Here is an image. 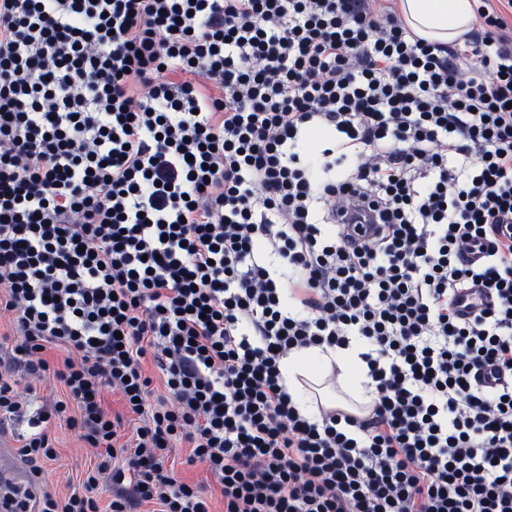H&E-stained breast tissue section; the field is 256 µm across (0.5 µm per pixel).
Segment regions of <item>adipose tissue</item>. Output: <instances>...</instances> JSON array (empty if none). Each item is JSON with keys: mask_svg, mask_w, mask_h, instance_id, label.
<instances>
[{"mask_svg": "<svg viewBox=\"0 0 512 512\" xmlns=\"http://www.w3.org/2000/svg\"><path fill=\"white\" fill-rule=\"evenodd\" d=\"M396 8L417 36L443 44L462 41L474 18L471 0H397ZM360 353L355 344L345 349L309 347L292 351L282 361L285 384L304 415H315L318 405H333L323 381L334 365L339 367L342 387L351 399L370 404L371 380Z\"/></svg>", "mask_w": 512, "mask_h": 512, "instance_id": "obj_1", "label": "adipose tissue"}]
</instances>
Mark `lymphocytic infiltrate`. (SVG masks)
Wrapping results in <instances>:
<instances>
[{
    "label": "lymphocytic infiltrate",
    "mask_w": 512,
    "mask_h": 512,
    "mask_svg": "<svg viewBox=\"0 0 512 512\" xmlns=\"http://www.w3.org/2000/svg\"><path fill=\"white\" fill-rule=\"evenodd\" d=\"M378 2L0 0V417L94 459L0 512H512V0ZM354 338L368 413H300L282 360ZM396 8L417 36L443 44L463 41L474 18L471 0H397ZM55 437L58 460L44 467L42 481L53 491L65 493L68 486L78 484L92 472L93 458L81 451L79 441L66 422L56 423L52 430Z\"/></svg>",
    "instance_id": "obj_1"
}]
</instances>
